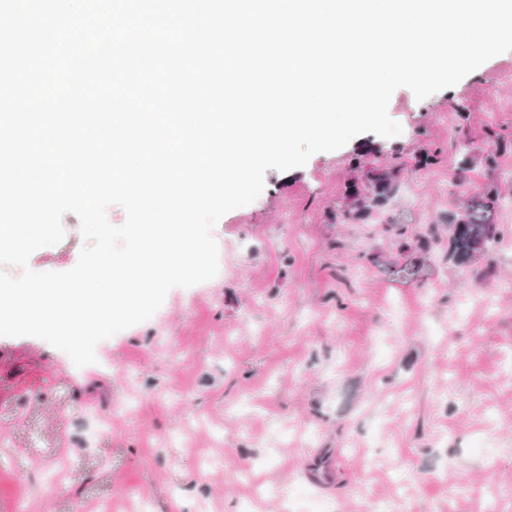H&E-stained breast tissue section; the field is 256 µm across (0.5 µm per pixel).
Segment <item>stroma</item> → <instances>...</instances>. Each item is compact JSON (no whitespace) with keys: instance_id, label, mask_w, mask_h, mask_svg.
<instances>
[{"instance_id":"35a3bbf8","label":"stroma","mask_w":512,"mask_h":512,"mask_svg":"<svg viewBox=\"0 0 512 512\" xmlns=\"http://www.w3.org/2000/svg\"><path fill=\"white\" fill-rule=\"evenodd\" d=\"M512 51L454 87L392 95L400 135L364 133L267 170L214 228L219 272L173 288L96 363L0 336V512H287L298 482L331 512H512ZM506 135L498 166L485 132ZM393 171L389 205L333 216ZM495 244L470 263L400 246L486 188ZM36 272L78 260V218ZM484 448H475L477 439ZM332 459L329 480L313 465Z\"/></svg>"}]
</instances>
